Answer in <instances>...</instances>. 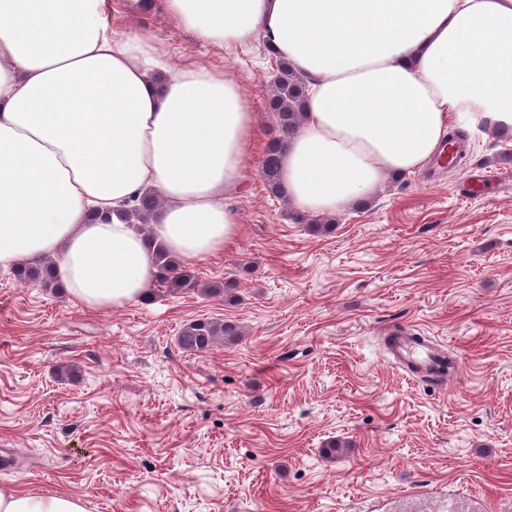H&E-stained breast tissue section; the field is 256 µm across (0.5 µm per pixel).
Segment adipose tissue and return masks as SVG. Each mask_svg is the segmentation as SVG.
<instances>
[{
  "mask_svg": "<svg viewBox=\"0 0 512 512\" xmlns=\"http://www.w3.org/2000/svg\"><path fill=\"white\" fill-rule=\"evenodd\" d=\"M206 44L261 39L311 81L280 150L293 208L325 215L419 171L450 125L512 128V0H161ZM112 0H0V267L54 259L93 310L147 297L162 243L224 250L240 225L258 119L239 84L170 64L156 36L110 21ZM162 205L151 235L124 211ZM0 512H87L65 493L0 487ZM159 205L158 198L150 191H147L133 200L129 219L140 232L146 233V227Z\"/></svg>",
  "mask_w": 512,
  "mask_h": 512,
  "instance_id": "obj_1",
  "label": "adipose tissue"
}]
</instances>
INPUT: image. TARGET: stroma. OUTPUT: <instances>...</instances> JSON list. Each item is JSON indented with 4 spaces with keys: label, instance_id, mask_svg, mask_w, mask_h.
<instances>
[{
    "label": "stroma",
    "instance_id": "35a3bbf8",
    "mask_svg": "<svg viewBox=\"0 0 512 512\" xmlns=\"http://www.w3.org/2000/svg\"><path fill=\"white\" fill-rule=\"evenodd\" d=\"M125 2L116 29L226 71L256 112L227 198L241 232L192 263L199 288L104 311L0 268V448L17 459L0 486L88 512H512V141L468 132L465 165L389 176L319 233L259 176L277 134L263 44L207 45ZM473 171L497 191L466 190ZM224 281L232 295L201 290ZM202 317L243 334L181 350ZM402 326L460 358L446 385L391 365L384 339ZM337 439L347 449L325 457Z\"/></svg>",
    "mask_w": 512,
    "mask_h": 512
}]
</instances>
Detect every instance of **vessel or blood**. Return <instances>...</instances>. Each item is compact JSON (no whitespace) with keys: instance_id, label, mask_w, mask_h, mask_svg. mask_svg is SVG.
<instances>
[{"instance_id":"obj_1","label":"vessel or blood","mask_w":512,"mask_h":512,"mask_svg":"<svg viewBox=\"0 0 512 512\" xmlns=\"http://www.w3.org/2000/svg\"><path fill=\"white\" fill-rule=\"evenodd\" d=\"M388 351L393 363L418 382L443 384L446 374L455 372L457 367L456 362L449 360L446 351L432 346L410 328L392 333Z\"/></svg>"}]
</instances>
